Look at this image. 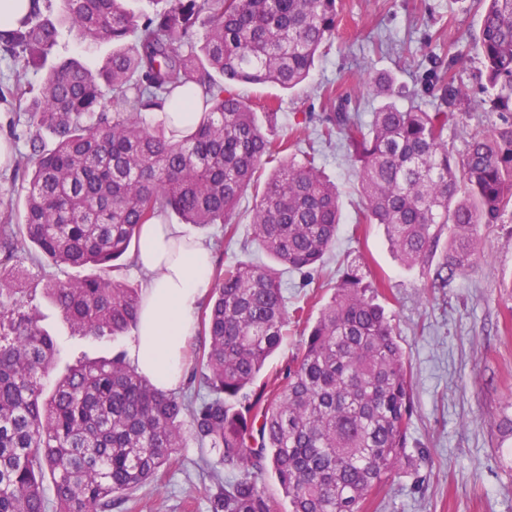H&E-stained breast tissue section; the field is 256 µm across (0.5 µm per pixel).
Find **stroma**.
Segmentation results:
<instances>
[{
    "label": "stroma",
    "instance_id": "1",
    "mask_svg": "<svg viewBox=\"0 0 512 512\" xmlns=\"http://www.w3.org/2000/svg\"><path fill=\"white\" fill-rule=\"evenodd\" d=\"M339 12L338 39L323 49L299 88L238 89L256 105L275 101V134L295 149L315 151L323 175L340 190L342 221L319 291L298 287L293 271L282 275L288 334L263 376L274 377L299 351L305 321L298 320L296 309L305 308L308 319L317 320L343 271L354 270L367 284L384 280L383 303L405 354L413 415L406 456L366 512H512V456L500 448L496 429L512 397V217L482 227L481 256L473 270L448 287H427L432 268L404 267L382 226L362 222L357 165L342 142L318 136L327 113L323 94L329 88L357 96L361 118L369 120L378 105L361 85L369 76L392 77L404 90L400 104L413 99L433 110L436 100L424 93V78L435 58L452 56L457 80L472 97L448 129V147L454 159H461L470 136L488 123L480 107V11L474 0H339ZM255 205L251 192L239 200L237 231L230 239L218 224L185 225L174 213L167 221L182 224L186 235L210 244L218 266L267 264L271 258L259 247L250 224ZM31 300L57 342L59 365L131 352L135 331L109 342L82 336L43 291L33 292ZM198 458L196 442L187 440L177 461L135 491L121 512H207L212 484L203 477Z\"/></svg>",
    "mask_w": 512,
    "mask_h": 512
}]
</instances>
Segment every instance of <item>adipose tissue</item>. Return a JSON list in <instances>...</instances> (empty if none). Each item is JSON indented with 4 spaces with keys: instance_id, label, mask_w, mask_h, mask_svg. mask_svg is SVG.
Returning <instances> with one entry per match:
<instances>
[{
    "instance_id": "1",
    "label": "adipose tissue",
    "mask_w": 512,
    "mask_h": 512,
    "mask_svg": "<svg viewBox=\"0 0 512 512\" xmlns=\"http://www.w3.org/2000/svg\"><path fill=\"white\" fill-rule=\"evenodd\" d=\"M148 277L132 350L135 366L156 386L177 390L193 317L211 286L212 252L204 241L175 224H146L134 254Z\"/></svg>"
}]
</instances>
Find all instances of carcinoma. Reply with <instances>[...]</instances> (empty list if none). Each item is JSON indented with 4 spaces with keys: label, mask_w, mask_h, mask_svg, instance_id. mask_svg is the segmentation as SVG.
<instances>
[{
    "label": "carcinoma",
    "mask_w": 512,
    "mask_h": 512,
    "mask_svg": "<svg viewBox=\"0 0 512 512\" xmlns=\"http://www.w3.org/2000/svg\"><path fill=\"white\" fill-rule=\"evenodd\" d=\"M31 2L0 28V53L20 75L47 65L59 34L46 15L51 0ZM59 2L79 41H110L112 54L98 68L74 57L50 65L30 100L20 84L13 92L30 129L18 168L31 176L23 221L0 222V512H112L170 466L188 436L215 485L209 512H365L406 456L412 415L403 351L375 298L383 283L346 273L270 386L258 379L288 317L279 273L249 262L218 269L191 376L203 396L160 389L122 352L68 367L45 396L56 340L18 297L23 260L35 253L91 268L42 289L80 335L113 340L137 327L142 291L121 272L141 226L174 212L187 224H221L231 238L250 189L259 196L255 240L299 275V287L318 284L340 224L339 190L315 156L282 159L276 112L260 120L235 85L305 82L336 39L337 0H166L154 16L128 0ZM473 2L484 6L487 111L511 118L472 135L461 161L451 160L448 126L468 94L453 59L427 79L434 111L400 106L393 79L381 75L363 81L380 101L368 123L342 96L320 129L359 163L363 217L383 226L400 262L441 255L432 288L472 269L482 226L512 215V0ZM187 111L199 113L196 123L183 121ZM154 112L168 120L148 124ZM269 475L285 510L265 493Z\"/></svg>",
    "instance_id": "carcinoma-1"
}]
</instances>
